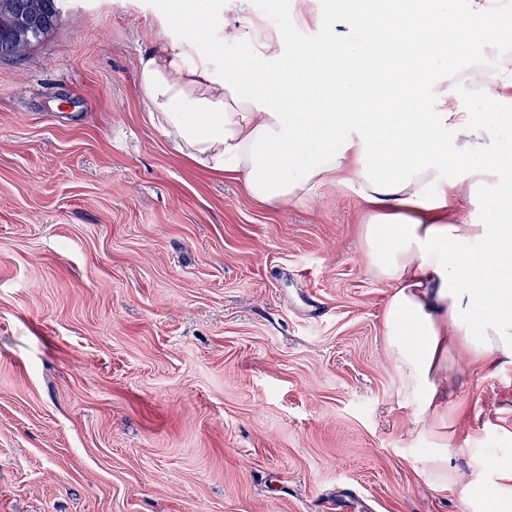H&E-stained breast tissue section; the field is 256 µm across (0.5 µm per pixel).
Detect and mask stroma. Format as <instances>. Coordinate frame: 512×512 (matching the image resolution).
Wrapping results in <instances>:
<instances>
[{"label":"stroma","instance_id":"35a3bbf8","mask_svg":"<svg viewBox=\"0 0 512 512\" xmlns=\"http://www.w3.org/2000/svg\"><path fill=\"white\" fill-rule=\"evenodd\" d=\"M175 0H67L0 62V512H486L512 367L457 360L452 448L383 334L352 183L265 205L147 119L138 60L212 29ZM441 443L437 448H432L427 455L426 463L427 469L430 472L433 480L437 484L457 483L460 480L461 475L458 470L450 463L449 450L447 443L444 441L446 437L441 434Z\"/></svg>","mask_w":512,"mask_h":512}]
</instances>
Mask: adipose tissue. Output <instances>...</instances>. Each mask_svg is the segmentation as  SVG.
<instances>
[{"mask_svg": "<svg viewBox=\"0 0 512 512\" xmlns=\"http://www.w3.org/2000/svg\"><path fill=\"white\" fill-rule=\"evenodd\" d=\"M288 23L243 16L203 21L249 46L227 65L192 42L162 45L138 64L149 121L181 155L240 182L255 201L288 206L349 181L366 207L365 252L388 286L383 329L407 391L448 425V370L463 354L487 370L512 365V141L465 105L512 102V35L467 52L471 34L503 22L498 0H333L329 12L293 0ZM359 20L377 41L364 54L337 22ZM315 26L325 45L288 51L292 28ZM336 64L322 90L329 110L296 86L308 65ZM458 168L462 177L446 172ZM488 193L483 214L454 217L457 201Z\"/></svg>", "mask_w": 512, "mask_h": 512, "instance_id": "obj_1", "label": "adipose tissue"}]
</instances>
